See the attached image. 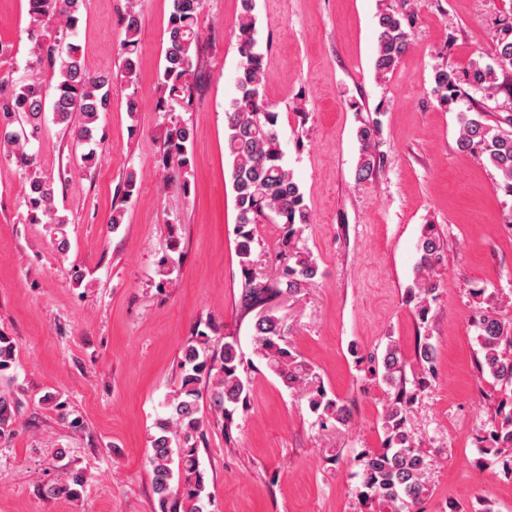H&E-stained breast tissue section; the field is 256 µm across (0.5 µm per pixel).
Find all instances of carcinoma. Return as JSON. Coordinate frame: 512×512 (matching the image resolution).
I'll return each mask as SVG.
<instances>
[{
	"label": "carcinoma",
	"mask_w": 512,
	"mask_h": 512,
	"mask_svg": "<svg viewBox=\"0 0 512 512\" xmlns=\"http://www.w3.org/2000/svg\"><path fill=\"white\" fill-rule=\"evenodd\" d=\"M123 17L125 38L121 42L123 66L115 79L131 89L127 111L139 112L137 100L138 48L140 20L136 0H127ZM31 26L28 38L33 43L34 63L51 69L54 82L43 84L0 79V145L11 148L15 163L28 171L25 187L26 219L32 224H47L55 235L56 248L68 252L65 230L67 219L55 206V180L34 170V157L28 152L51 114L52 122L62 127L73 140L90 149L82 155L84 166L97 163L96 143L100 114L110 104V79L89 70L79 46L72 41L82 16L85 0H27ZM203 0H173L162 71L157 86L155 111L169 117L165 132L163 180L166 186L188 190L192 167L190 146L193 129L172 116L189 102L197 83L198 51L202 33L198 20ZM254 0H241L237 23L239 62L235 78L237 97L224 112V150L237 210L234 225V250L241 275L238 309L241 319H249L255 354L289 390L305 398L309 411L320 426L347 427L352 422L349 405L329 394L314 371L299 360L288 339L290 325L280 314L279 303L300 297L322 276L317 258L303 242L310 223L304 193L284 161L279 140L276 107L263 95L266 80L262 53L257 49ZM415 24L411 11L386 9L377 15L376 74L384 77L398 65L410 46V29ZM512 73V25L501 30L494 44V64H471L461 74L450 64L433 70L432 92L440 105L448 107L462 95L465 83L481 94L483 110L459 119L458 148L477 161L492 166L500 176V188L512 195V114L506 125H491L486 113L494 110L500 88L499 76ZM381 122L364 121L357 129L360 154L357 175L370 178L380 167ZM260 224H273L279 236L269 247L258 237ZM419 255L415 276L407 288L406 302L415 316L426 322L431 301L439 288L436 270L444 257L443 241L432 224L423 228L417 243ZM477 370L500 384L512 385V320L503 318L494 306L479 307L476 318ZM207 326L181 349L178 382L164 402L166 414L155 422L148 459L154 494L160 512H207L210 502L208 479L199 459L200 443L211 425L224 428L230 437L235 418L247 409L249 381L245 360L237 339L226 335L224 342H213ZM433 359L428 341L418 344V367L410 366L396 345L389 343L382 353L369 356L368 372L381 387L394 390L380 417L384 439L378 448L357 455L359 482L357 498L375 512H414V507L430 493L427 464L421 449L407 431L413 404L427 384ZM16 347L11 337L0 333V437L14 430L24 401L10 387ZM412 375L411 387L402 385ZM479 451L496 458H512V409L491 430ZM86 482L79 470H68L44 490L49 498L71 501L81 497Z\"/></svg>",
	"instance_id": "1"
}]
</instances>
